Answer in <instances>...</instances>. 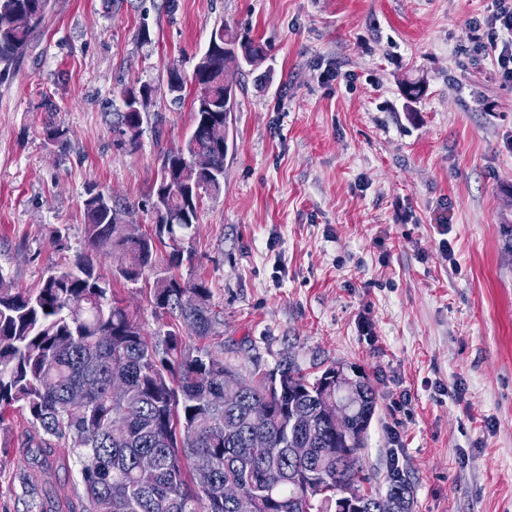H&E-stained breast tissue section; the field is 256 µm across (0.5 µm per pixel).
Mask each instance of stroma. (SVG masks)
Segmentation results:
<instances>
[{
    "mask_svg": "<svg viewBox=\"0 0 512 512\" xmlns=\"http://www.w3.org/2000/svg\"><path fill=\"white\" fill-rule=\"evenodd\" d=\"M495 0H50L26 56L0 82V271L21 289L91 254L83 202L120 197L151 228L161 160L193 127L192 92L167 71L224 27L265 43L243 66L224 190L199 211L179 272L204 279L215 341L245 377L292 359L368 377L377 407L361 457L372 486L411 480V512H512V87L487 55ZM148 28L149 42L138 38ZM424 87L407 100V83ZM153 89L141 146L113 145L108 115L132 84ZM70 130L45 144V98ZM138 285L113 280L147 331ZM0 425V512H76L80 464Z\"/></svg>",
    "mask_w": 512,
    "mask_h": 512,
    "instance_id": "stroma-1",
    "label": "stroma"
}]
</instances>
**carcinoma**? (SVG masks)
<instances>
[{
	"label": "carcinoma",
	"instance_id": "carcinoma-1",
	"mask_svg": "<svg viewBox=\"0 0 512 512\" xmlns=\"http://www.w3.org/2000/svg\"><path fill=\"white\" fill-rule=\"evenodd\" d=\"M49 0H0V80L25 56L31 33L44 18ZM241 57L255 64L266 47L237 39L220 26L212 30L207 49L196 60L192 82L210 90L193 98L194 128L183 145L162 162L160 182L149 211L154 230L142 234L126 223L128 208L114 195L88 191L84 226L94 250L117 258L114 277L136 284L157 269L158 245L173 252L165 271L155 275L150 301L155 314L167 318L154 336L109 281L96 275L91 256L71 267L56 268L40 288L22 291L0 271V423L22 411L36 432L38 446L62 443L81 464L82 512H236L224 486L253 498L256 512H336V491L349 495L355 512H376L380 494L363 484L360 450L375 415L376 392L362 379L363 394L353 406L345 435L336 433L321 409L325 393L321 375L311 379L290 360L256 381L242 377L224 362L217 346L191 348L185 337L212 336L216 314L206 281L175 272L183 244L194 238L199 208L206 195L224 190V157L228 146L214 141V130L229 125L236 96L235 71L224 58ZM185 89L180 70H168L174 100ZM122 111L112 113L114 146L135 151L152 98L147 84L122 89ZM69 130L48 120L44 140L64 147ZM243 386L239 403L224 407V376ZM87 389L84 405L74 409L69 392ZM304 415L309 416L300 422ZM233 433H225V427ZM314 448L318 454L295 460L290 448ZM156 457L152 472L137 466L142 454ZM206 454L213 461L211 484H197L192 459ZM386 496L393 512H409L410 482L394 468L387 476Z\"/></svg>",
	"mask_w": 512,
	"mask_h": 512
}]
</instances>
